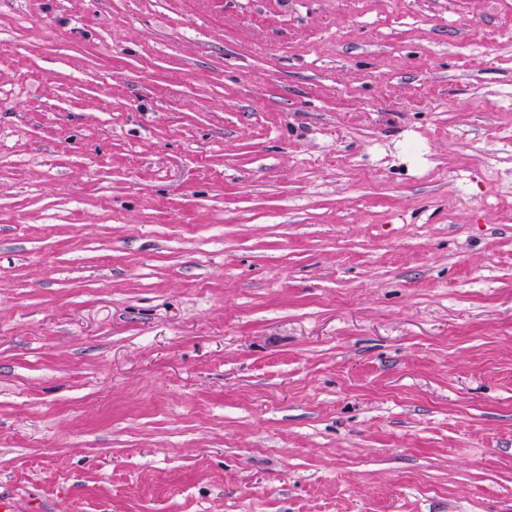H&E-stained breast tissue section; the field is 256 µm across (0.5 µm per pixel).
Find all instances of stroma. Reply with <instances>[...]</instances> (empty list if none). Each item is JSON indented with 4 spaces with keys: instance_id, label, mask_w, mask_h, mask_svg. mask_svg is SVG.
Masks as SVG:
<instances>
[{
    "instance_id": "stroma-1",
    "label": "stroma",
    "mask_w": 512,
    "mask_h": 512,
    "mask_svg": "<svg viewBox=\"0 0 512 512\" xmlns=\"http://www.w3.org/2000/svg\"><path fill=\"white\" fill-rule=\"evenodd\" d=\"M11 512H512V0H0Z\"/></svg>"
}]
</instances>
